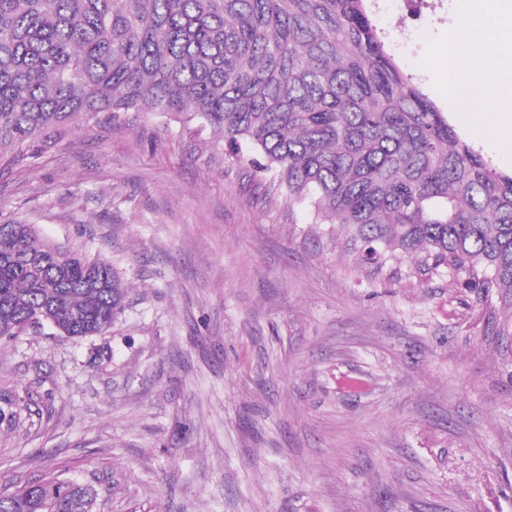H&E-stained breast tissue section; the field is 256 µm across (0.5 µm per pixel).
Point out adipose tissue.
<instances>
[{
	"label": "adipose tissue",
	"instance_id": "1",
	"mask_svg": "<svg viewBox=\"0 0 512 512\" xmlns=\"http://www.w3.org/2000/svg\"><path fill=\"white\" fill-rule=\"evenodd\" d=\"M494 9L492 0H473L472 8L462 31L450 33L438 66L455 71L457 62L469 60L474 78L468 89L458 91L461 110L468 114L472 134L479 138L491 132L512 127V95L500 99L492 110L476 113L472 106L483 98L489 86L504 82L512 85V72L500 71L502 54H512V15L505 21L487 24L486 18Z\"/></svg>",
	"mask_w": 512,
	"mask_h": 512
}]
</instances>
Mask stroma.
Returning a JSON list of instances; mask_svg holds the SVG:
<instances>
[{
	"label": "stroma",
	"mask_w": 512,
	"mask_h": 512,
	"mask_svg": "<svg viewBox=\"0 0 512 512\" xmlns=\"http://www.w3.org/2000/svg\"><path fill=\"white\" fill-rule=\"evenodd\" d=\"M368 4L456 123L425 60L460 0L405 43L401 16ZM0 224L102 256L128 288L103 335L0 343V491L56 474L94 485L95 512H512L494 301L363 262L193 126L131 113L34 144L0 166Z\"/></svg>",
	"instance_id": "obj_1"
}]
</instances>
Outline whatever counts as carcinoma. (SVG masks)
Segmentation results:
<instances>
[{
  "instance_id": "cac0c4a2",
  "label": "carcinoma",
  "mask_w": 512,
  "mask_h": 512,
  "mask_svg": "<svg viewBox=\"0 0 512 512\" xmlns=\"http://www.w3.org/2000/svg\"><path fill=\"white\" fill-rule=\"evenodd\" d=\"M367 0H0V164L83 118L161 114L310 202L363 260L407 257L496 296L512 334V173L460 140L386 46ZM105 259L0 224V340L97 336L124 308ZM55 475L0 512H93Z\"/></svg>"
}]
</instances>
